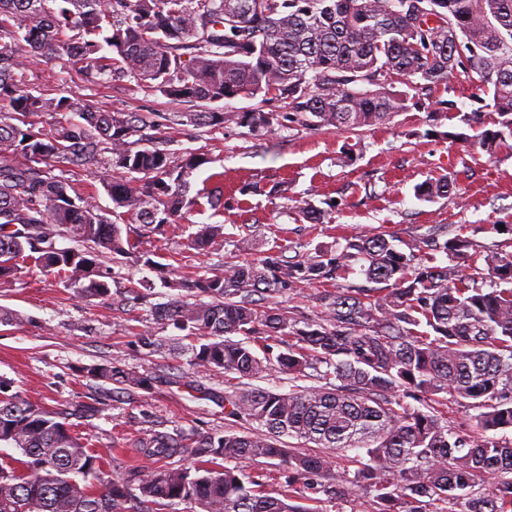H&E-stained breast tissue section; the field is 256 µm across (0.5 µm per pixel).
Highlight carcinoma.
Segmentation results:
<instances>
[{"instance_id":"1","label":"carcinoma","mask_w":512,"mask_h":512,"mask_svg":"<svg viewBox=\"0 0 512 512\" xmlns=\"http://www.w3.org/2000/svg\"><path fill=\"white\" fill-rule=\"evenodd\" d=\"M24 45L79 65L91 83L118 73L147 94L190 103L196 111L187 122L211 129L227 122L265 132L372 127L427 107L421 92L442 86L450 93L457 73H473L489 97L484 107L498 114V129L479 134L490 151L512 137V0H0V281L15 279L30 261L81 298H105L111 286L101 260L121 266L137 253L162 287L188 291L153 304L156 284L144 276L123 292L125 304L151 310L154 325L137 333L148 353L163 345L157 325L194 336L169 346L175 364L167 369L182 360L198 373L241 378L277 369L294 382L311 369L321 381L287 392L186 382L196 398L221 402L226 417L259 431H155L140 447L156 468L103 482L100 457L67 415L22 398L0 376V446L21 454L0 459V512H124L128 501L137 512L182 503L200 512H315L291 504L295 485L327 470L328 461L285 447V436L366 449L369 463L354 473L350 490L373 493L378 512H423L426 499H461L467 512H512V444L488 436L512 430V287L486 288L461 273L469 240L431 237L404 253L383 235L354 236L297 259L271 253L226 261L174 281L172 265L155 252L138 253L139 240L117 220L129 216L159 232L186 219L202 196L214 208L224 205L219 186L188 196L207 158L171 152L160 135L143 137L146 128L179 122L175 115L104 112L90 99L33 94ZM239 97L257 104L224 110ZM53 114L61 120L45 127ZM101 162L106 168L95 176L112 200L110 218L68 178L73 167ZM114 169L120 178H112ZM455 190L454 181L435 178L415 195L434 201ZM252 228L239 225L237 251L254 249ZM61 239L72 245L59 246ZM223 242L224 225L203 224L186 247L212 254ZM424 245L448 264L418 261ZM480 257L489 278L512 284V252L488 249ZM357 263L379 287L324 294L315 319L258 307L266 295L332 281ZM253 338L268 340L263 355ZM271 340L285 350L274 351ZM86 374L144 392L155 381L112 361ZM401 390L471 400L484 435L473 442L432 406L401 404ZM189 457L209 466H186ZM258 459L274 462L284 477L274 495L250 487L240 466ZM488 471L498 476L478 480Z\"/></svg>"}]
</instances>
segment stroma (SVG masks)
Instances as JSON below:
<instances>
[{
	"label": "stroma",
	"instance_id": "35a3bbf8",
	"mask_svg": "<svg viewBox=\"0 0 512 512\" xmlns=\"http://www.w3.org/2000/svg\"><path fill=\"white\" fill-rule=\"evenodd\" d=\"M29 67L28 85L36 94L77 95L111 112L191 109L145 94L126 78L91 84L65 60L34 59ZM453 86L457 111L433 115L413 108L389 123L357 131L284 127L263 136L233 122L211 132L175 126L167 132L170 150L189 148L208 159L194 172L192 189L222 185L224 207L216 211L201 204L185 222L142 237V249L174 258L179 274L190 276L212 263L211 257L186 250L191 224L223 225L229 238L237 235L239 225H260L261 244L249 254L253 260L269 252L292 257L345 236L373 233L394 237L401 248L431 231L442 240L465 237L474 256L488 248L512 252V138L499 141L492 154L476 143L461 147L455 138L465 129L460 115L479 109L482 91L475 77L464 74ZM347 150L354 159L346 165L342 157ZM431 177L455 179V197L417 198L415 186ZM306 201L327 211L325 223L302 218L299 208ZM367 285L359 269L352 268L336 280L302 285L264 305L311 317L321 311L323 292ZM0 306L18 316L13 324L0 325V375L13 381L21 397L68 413L75 432L101 457L104 476L149 470L153 462L138 443L155 430L241 435L252 429L247 421L226 418L215 403L169 384L162 370L164 352L150 355L135 344L137 332L152 321L146 309L125 311L110 299L78 297L59 278L34 267L0 283ZM109 360L156 373L152 390H122L83 376V368ZM329 457L330 473L313 482L327 486L351 479L367 460L361 448L333 451ZM310 483L297 484L298 504L317 512H376L369 493L329 500L312 493Z\"/></svg>",
	"mask_w": 512,
	"mask_h": 512
}]
</instances>
